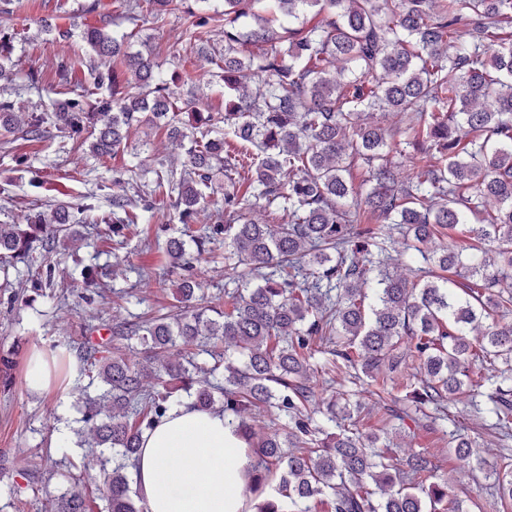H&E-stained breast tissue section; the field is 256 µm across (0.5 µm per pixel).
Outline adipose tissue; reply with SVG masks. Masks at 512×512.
<instances>
[{
    "label": "adipose tissue",
    "instance_id": "1",
    "mask_svg": "<svg viewBox=\"0 0 512 512\" xmlns=\"http://www.w3.org/2000/svg\"><path fill=\"white\" fill-rule=\"evenodd\" d=\"M246 446L220 409L173 404L144 434L136 488L149 512H245Z\"/></svg>",
    "mask_w": 512,
    "mask_h": 512
}]
</instances>
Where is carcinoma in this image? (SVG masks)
Here are the masks:
<instances>
[{"label": "carcinoma", "mask_w": 512, "mask_h": 512, "mask_svg": "<svg viewBox=\"0 0 512 512\" xmlns=\"http://www.w3.org/2000/svg\"><path fill=\"white\" fill-rule=\"evenodd\" d=\"M120 2L123 10L78 33L41 22V32L78 37L106 63L48 109L23 114L25 102L0 96V147L17 135L48 139L55 128L71 150L101 158L145 127L183 147V168L155 169L143 186L141 164L112 170V212L100 220L82 203L0 224V259L29 267L42 249L33 284L49 288L53 254L78 224L103 222L114 236L139 224H190L221 173L224 207L196 234L167 237L172 311L58 353L67 370L73 360L95 369L100 390L81 397L75 434L88 452L51 512H148L126 468L180 390L202 411L224 410L244 437L251 512H469L449 498L430 457L390 452L387 428L429 427L467 391L482 426L512 436V321L503 322L512 313V0H222L220 10L212 0ZM311 12L321 20L308 26L301 18ZM167 15L181 31L163 71L154 46L132 43L122 28ZM22 40L0 27L3 88ZM189 48L224 93V115L181 97L180 86L201 78L181 66ZM377 111L400 117L399 154L415 170L407 181L386 151L391 131L365 122ZM359 159L365 189L349 176ZM160 197L175 212L157 208ZM259 205L263 223L250 218ZM393 229L406 238L395 257ZM458 230L472 240L466 255ZM441 236L448 242L437 243ZM221 240L225 279L235 284L222 305L204 300L187 259L189 246L200 257ZM419 257L412 280L389 271ZM19 349L0 351L5 389ZM318 350L331 356L328 372L352 369L370 395L390 399L378 431L357 428L367 410L360 399L345 400V426L329 400L326 421L337 432L308 412ZM261 411L269 420L257 428ZM448 452L477 454L458 432ZM492 477L512 503V463Z\"/></svg>", "instance_id": "cac0c4a2"}]
</instances>
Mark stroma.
<instances>
[{
    "instance_id": "1",
    "label": "stroma",
    "mask_w": 512,
    "mask_h": 512,
    "mask_svg": "<svg viewBox=\"0 0 512 512\" xmlns=\"http://www.w3.org/2000/svg\"><path fill=\"white\" fill-rule=\"evenodd\" d=\"M79 3L24 0V9L0 20V26L27 33L26 43L15 53V80L24 82L30 71H39L43 91L27 94L30 106L42 109L54 98V65L58 59L74 60V82L84 79L87 57L78 43L47 39L38 26L44 18L62 28L96 25L97 15L81 13ZM145 139L151 142L149 150L141 155L145 170L160 165L180 167L183 150L178 143L147 138L141 128L130 137L131 149ZM67 142V137L57 131L47 141H16L13 153L27 157L22 166L16 165L13 154L0 152V224L22 223L32 208L48 210L90 194L95 195L100 212L111 211L107 185L113 169L131 162L130 152L100 161L70 151ZM80 232V240L58 251L53 287L37 291L29 280H22L20 299L12 305L7 302V292L0 290V348L20 347L14 383L10 390L0 389V454L15 456L20 465L37 469L31 482L15 472L0 471V512H48L51 498L66 487L65 473L82 454L75 439L64 441L59 434L62 429L75 427L79 416L77 390L88 385L90 375L58 379L55 388L41 397L30 394L25 382L29 353L77 341L85 326L114 327L156 314L173 303L170 292L160 286L167 277V260L153 242V229L137 225L120 244L99 234L93 224L83 225ZM86 265L97 267L105 288L103 296L91 303L78 297L83 287L81 269ZM141 269L148 271V279H139L137 272ZM120 291L125 294L121 301L116 298ZM447 429L462 431L478 442L481 466L449 455L440 433L421 427L396 431L390 437V446L400 456L420 451L439 462L452 494L472 501V512H508L483 479L484 473L500 469L503 441L480 427L463 397L449 402Z\"/></svg>"
}]
</instances>
